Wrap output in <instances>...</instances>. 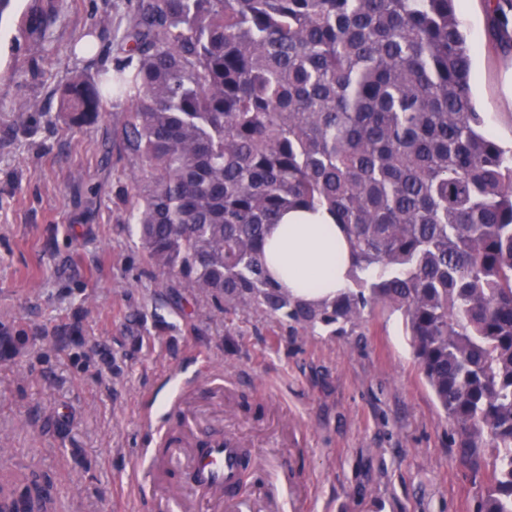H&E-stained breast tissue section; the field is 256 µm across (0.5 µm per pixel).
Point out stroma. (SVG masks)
<instances>
[{"label": "stroma", "instance_id": "stroma-1", "mask_svg": "<svg viewBox=\"0 0 512 512\" xmlns=\"http://www.w3.org/2000/svg\"><path fill=\"white\" fill-rule=\"evenodd\" d=\"M137 2L16 0L0 21V484L45 488L50 512H157L169 494L178 512H227L158 462L143 423L191 377L172 433L186 455L208 434L246 441L240 512L274 499L281 512H478L400 313L375 307L333 336L160 285L128 222L140 161L124 148L127 102L90 121L60 109L74 74L121 59ZM34 10L52 15L41 38ZM460 19L485 130L511 147L512 51L492 42L485 0Z\"/></svg>", "mask_w": 512, "mask_h": 512}]
</instances>
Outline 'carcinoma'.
<instances>
[{"label": "carcinoma", "instance_id": "obj_1", "mask_svg": "<svg viewBox=\"0 0 512 512\" xmlns=\"http://www.w3.org/2000/svg\"><path fill=\"white\" fill-rule=\"evenodd\" d=\"M504 30L512 0H487ZM123 58L61 109L128 102L129 222L194 298L343 335L401 314L462 447L492 459L479 512H512V148L484 132L457 0H138ZM326 209L352 285L321 305L266 274L268 226Z\"/></svg>", "mask_w": 512, "mask_h": 512}]
</instances>
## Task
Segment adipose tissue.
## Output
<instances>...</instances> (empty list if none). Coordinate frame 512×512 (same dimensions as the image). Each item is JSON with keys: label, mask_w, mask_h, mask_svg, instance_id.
<instances>
[{"label": "adipose tissue", "mask_w": 512, "mask_h": 512, "mask_svg": "<svg viewBox=\"0 0 512 512\" xmlns=\"http://www.w3.org/2000/svg\"><path fill=\"white\" fill-rule=\"evenodd\" d=\"M263 253L269 277L295 298L329 301L350 282L351 246L327 210L284 214L269 227Z\"/></svg>", "instance_id": "obj_1"}]
</instances>
